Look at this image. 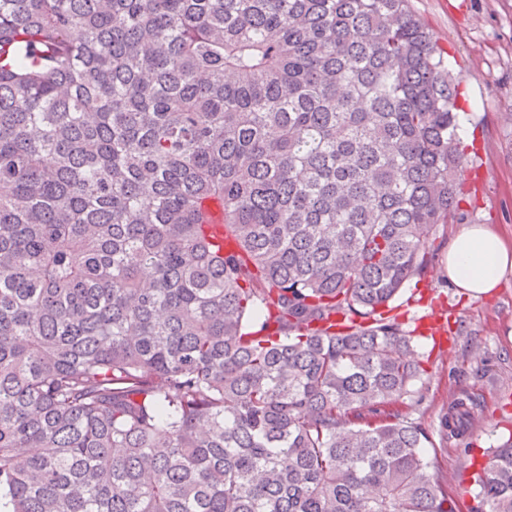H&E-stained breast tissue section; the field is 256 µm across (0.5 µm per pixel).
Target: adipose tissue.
Segmentation results:
<instances>
[{"instance_id":"adipose-tissue-1","label":"adipose tissue","mask_w":512,"mask_h":512,"mask_svg":"<svg viewBox=\"0 0 512 512\" xmlns=\"http://www.w3.org/2000/svg\"><path fill=\"white\" fill-rule=\"evenodd\" d=\"M446 270L449 280L462 293L493 294L505 273L512 270V242L488 225L465 226L448 246Z\"/></svg>"}]
</instances>
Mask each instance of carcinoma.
I'll return each mask as SVG.
<instances>
[{"mask_svg":"<svg viewBox=\"0 0 512 512\" xmlns=\"http://www.w3.org/2000/svg\"><path fill=\"white\" fill-rule=\"evenodd\" d=\"M445 54L409 0H0V512H458L383 410Z\"/></svg>","mask_w":512,"mask_h":512,"instance_id":"obj_1","label":"carcinoma"}]
</instances>
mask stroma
Here are the masks:
<instances>
[{"label": "stroma", "instance_id": "obj_1", "mask_svg": "<svg viewBox=\"0 0 512 512\" xmlns=\"http://www.w3.org/2000/svg\"><path fill=\"white\" fill-rule=\"evenodd\" d=\"M415 14L448 51L446 65L460 80L464 99L459 137L476 143L456 181L461 202L447 223L430 234L435 255L430 273L408 283L407 314L432 307L450 310L441 347L424 340L431 356L426 383L407 400L430 433L428 454L461 512L474 506L471 457L495 447L512 418V272L492 296L464 295L444 269L448 244L467 224H487L512 239V0H410ZM470 409L466 433L444 438L442 417L457 401Z\"/></svg>", "mask_w": 512, "mask_h": 512}]
</instances>
